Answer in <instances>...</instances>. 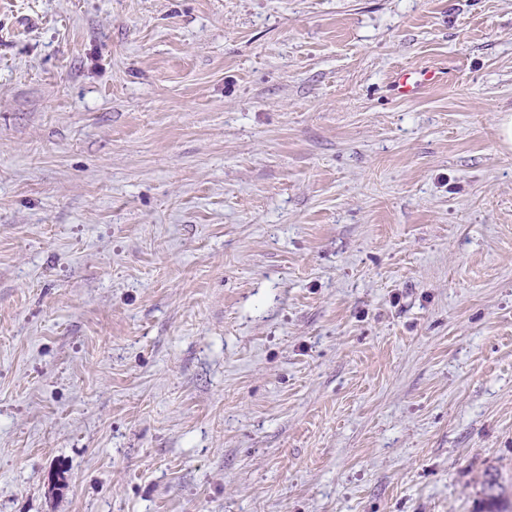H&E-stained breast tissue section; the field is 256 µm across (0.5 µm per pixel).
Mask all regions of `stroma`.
I'll return each instance as SVG.
<instances>
[{"mask_svg":"<svg viewBox=\"0 0 512 512\" xmlns=\"http://www.w3.org/2000/svg\"><path fill=\"white\" fill-rule=\"evenodd\" d=\"M505 113L512 0H0V512H483Z\"/></svg>","mask_w":512,"mask_h":512,"instance_id":"1","label":"stroma"}]
</instances>
